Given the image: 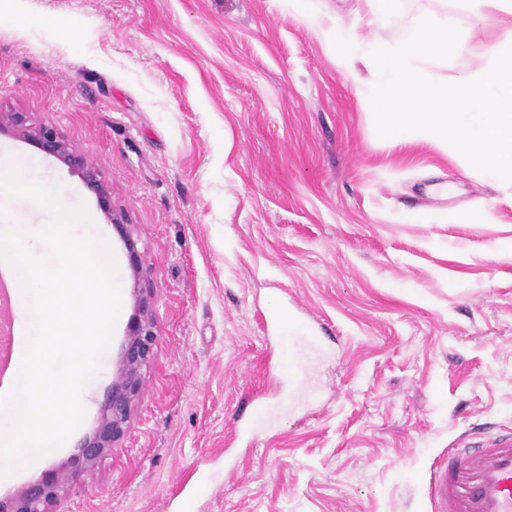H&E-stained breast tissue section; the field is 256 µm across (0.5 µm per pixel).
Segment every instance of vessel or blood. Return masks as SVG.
Returning <instances> with one entry per match:
<instances>
[{
  "label": "vessel or blood",
  "instance_id": "obj_1",
  "mask_svg": "<svg viewBox=\"0 0 512 512\" xmlns=\"http://www.w3.org/2000/svg\"><path fill=\"white\" fill-rule=\"evenodd\" d=\"M433 512H512V429L459 440L429 483Z\"/></svg>",
  "mask_w": 512,
  "mask_h": 512
}]
</instances>
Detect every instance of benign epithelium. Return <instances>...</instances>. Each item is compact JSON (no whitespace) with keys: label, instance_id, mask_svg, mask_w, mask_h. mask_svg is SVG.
Returning <instances> with one entry per match:
<instances>
[{"label":"benign epithelium","instance_id":"7a95c632","mask_svg":"<svg viewBox=\"0 0 512 512\" xmlns=\"http://www.w3.org/2000/svg\"><path fill=\"white\" fill-rule=\"evenodd\" d=\"M4 129L79 175L123 243L133 279L134 313L94 431L80 441L76 453L51 465L37 481L20 488L13 496L0 499V512H55L54 507L70 496L73 486L112 456L130 433L145 376L154 364L158 347L156 298L150 271L138 249L139 232L129 222L126 211L111 202V187L90 157L77 150L55 126H36L24 112L0 111V131Z\"/></svg>","mask_w":512,"mask_h":512}]
</instances>
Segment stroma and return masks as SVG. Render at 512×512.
I'll return each mask as SVG.
<instances>
[{
  "mask_svg": "<svg viewBox=\"0 0 512 512\" xmlns=\"http://www.w3.org/2000/svg\"><path fill=\"white\" fill-rule=\"evenodd\" d=\"M42 16L55 27L37 25ZM448 16L483 67L512 15L471 0H0V111L94 160L152 270L159 345L131 434L58 512H432L429 481L466 434L512 427V187L417 140L394 149L366 102L365 43ZM339 25L353 68L321 31ZM85 210L122 308L59 448L93 431L132 313L126 251L67 167L0 133V158ZM494 221L479 223L483 211ZM293 328L268 337L274 309ZM322 327L310 356L298 324ZM307 368L289 400L278 361Z\"/></svg>",
  "mask_w": 512,
  "mask_h": 512,
  "instance_id": "obj_1",
  "label": "stroma"
}]
</instances>
